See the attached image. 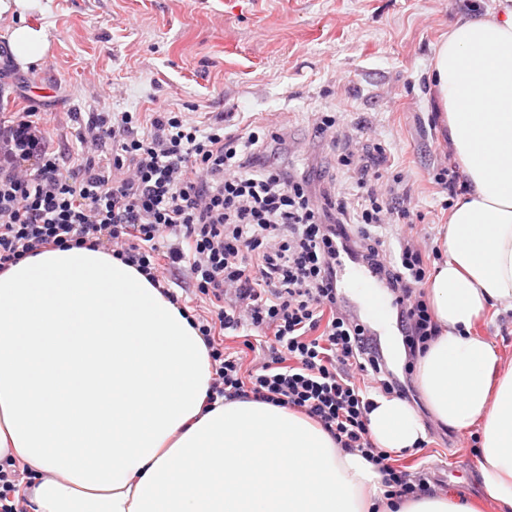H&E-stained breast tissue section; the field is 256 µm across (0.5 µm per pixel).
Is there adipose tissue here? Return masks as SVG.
Segmentation results:
<instances>
[{"mask_svg":"<svg viewBox=\"0 0 512 512\" xmlns=\"http://www.w3.org/2000/svg\"><path fill=\"white\" fill-rule=\"evenodd\" d=\"M41 0H0L20 67L45 61ZM465 178L426 288L438 334L417 362L433 417L477 432L484 492L512 512V360L476 328L512 310V7L458 16L431 63ZM208 348L186 313L102 248H47L0 271V465L33 471L30 512H478L452 492L389 500L361 453L294 409L207 406ZM367 414L393 452L427 434L385 396Z\"/></svg>","mask_w":512,"mask_h":512,"instance_id":"obj_1","label":"adipose tissue"}]
</instances>
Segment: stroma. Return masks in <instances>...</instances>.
I'll use <instances>...</instances> for the list:
<instances>
[{"instance_id":"obj_1","label":"stroma","mask_w":512,"mask_h":512,"mask_svg":"<svg viewBox=\"0 0 512 512\" xmlns=\"http://www.w3.org/2000/svg\"><path fill=\"white\" fill-rule=\"evenodd\" d=\"M32 25L47 26L40 67L10 61L0 20V113L26 106L47 113L54 146L76 147L93 112L190 113L230 131L270 119L288 126L285 165L336 172L334 146L313 141L320 112H337L360 146L386 148L389 170L408 175L429 232L448 221L446 191L432 176L448 144L436 121L428 70L440 40L471 0H43ZM425 448L400 465L425 472L500 512L482 490L470 435L439 425L426 403Z\"/></svg>"}]
</instances>
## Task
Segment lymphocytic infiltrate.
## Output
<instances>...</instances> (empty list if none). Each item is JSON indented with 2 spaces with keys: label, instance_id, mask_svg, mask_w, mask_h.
<instances>
[{
  "label": "lymphocytic infiltrate",
  "instance_id": "1",
  "mask_svg": "<svg viewBox=\"0 0 512 512\" xmlns=\"http://www.w3.org/2000/svg\"><path fill=\"white\" fill-rule=\"evenodd\" d=\"M283 124L200 126L184 112H95L80 125L81 158L56 152L33 109L0 118V271L41 249L107 247L136 266L173 303H205L193 320L209 348L208 403L254 399L296 409L360 452L391 498L428 491L371 439L372 394L411 399L369 327L338 285L339 260L369 266L394 296L403 343L417 358L438 334L421 291L431 254L411 230L403 173L385 175L380 156L347 145L337 113L323 112L314 139L344 144L336 167L352 185L274 162ZM408 226L388 239L395 225ZM261 352L245 367L220 336Z\"/></svg>",
  "mask_w": 512,
  "mask_h": 512
}]
</instances>
